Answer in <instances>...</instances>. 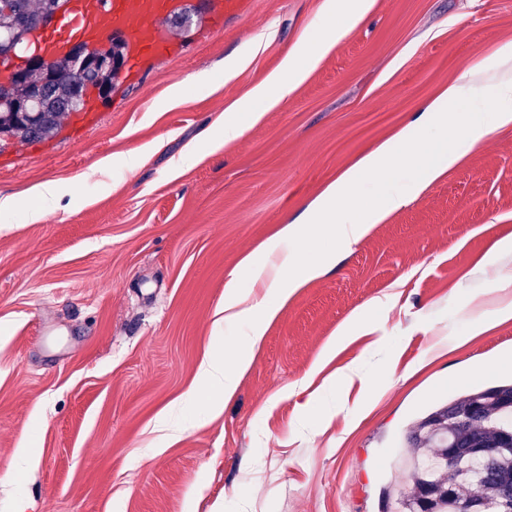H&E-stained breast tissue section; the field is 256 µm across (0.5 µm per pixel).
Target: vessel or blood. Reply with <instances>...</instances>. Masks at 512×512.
<instances>
[{"label":"vessel or blood","mask_w":512,"mask_h":512,"mask_svg":"<svg viewBox=\"0 0 512 512\" xmlns=\"http://www.w3.org/2000/svg\"><path fill=\"white\" fill-rule=\"evenodd\" d=\"M182 4L183 0H67L65 12L34 32L32 39L46 59L60 61L73 43L95 48L121 37L126 73L134 78L159 58L173 54L174 38L160 21L177 14ZM241 5L242 0H202L203 9L219 28L225 16Z\"/></svg>","instance_id":"obj_1"}]
</instances>
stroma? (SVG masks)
<instances>
[{
    "instance_id": "obj_1",
    "label": "stroma",
    "mask_w": 512,
    "mask_h": 512,
    "mask_svg": "<svg viewBox=\"0 0 512 512\" xmlns=\"http://www.w3.org/2000/svg\"><path fill=\"white\" fill-rule=\"evenodd\" d=\"M325 3L246 0L214 34L202 19L175 34L177 55L118 77L89 124L0 145V196L21 200L0 212V512H395L386 490L413 421L512 378V318L475 331L512 305V249L496 247L512 240L509 127L337 252L269 325L223 412L201 417V360H232L248 333L220 315L241 259L449 85L512 77V0H373L225 142L237 100L340 24ZM48 181L61 207L31 221ZM350 364L373 383L340 403L328 378ZM174 405L171 438L156 423Z\"/></svg>"
}]
</instances>
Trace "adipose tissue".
<instances>
[{
	"instance_id": "1",
	"label": "adipose tissue",
	"mask_w": 512,
	"mask_h": 512,
	"mask_svg": "<svg viewBox=\"0 0 512 512\" xmlns=\"http://www.w3.org/2000/svg\"><path fill=\"white\" fill-rule=\"evenodd\" d=\"M370 8L371 0H344L340 7L334 0H328L327 11L341 12L342 24L326 29L320 39L302 40L278 71L243 96L236 105L237 118L224 124L225 141L240 137L247 126L262 118L268 108L288 97ZM464 94L470 96L473 111L469 115L466 136L452 141L448 138L449 110ZM511 125V78L504 77L496 83L494 99L490 102L482 97L477 87L450 85L426 108L421 125L405 127L397 136L363 157L329 185L299 221L283 225L276 237L262 246L257 254L245 257L224 285V320L247 323L249 332L236 350L233 364H226L213 353L202 359L198 378L211 393L207 415L223 411L225 401L235 395L242 376L249 369L269 324L296 291L318 278L333 262L336 251L352 250L376 224L407 206L486 136ZM428 136L436 138L438 143L431 158L414 152L421 139ZM409 156L416 160L414 178L404 184L389 179L381 186L374 204L364 214H357L350 202L362 182L378 173L389 178L394 165ZM324 238L333 242V249L322 251L318 262H306L301 256L302 249L313 247ZM245 277L260 282L263 293L242 289L240 281Z\"/></svg>"
}]
</instances>
